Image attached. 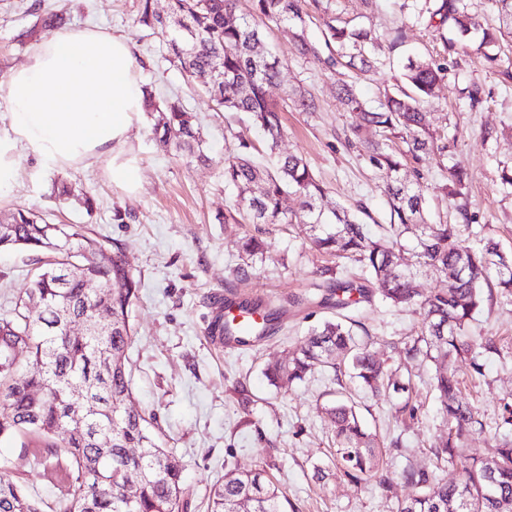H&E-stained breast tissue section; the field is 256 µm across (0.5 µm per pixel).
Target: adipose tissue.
Returning <instances> with one entry per match:
<instances>
[{"instance_id": "ef3b65f1", "label": "adipose tissue", "mask_w": 512, "mask_h": 512, "mask_svg": "<svg viewBox=\"0 0 512 512\" xmlns=\"http://www.w3.org/2000/svg\"><path fill=\"white\" fill-rule=\"evenodd\" d=\"M0 98V188L24 157L68 169L105 163L113 185L138 192L132 133L144 112L138 62L127 38L97 29L54 32L10 71Z\"/></svg>"}]
</instances>
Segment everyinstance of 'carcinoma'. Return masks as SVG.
Masks as SVG:
<instances>
[{
	"label": "carcinoma",
	"instance_id": "carcinoma-1",
	"mask_svg": "<svg viewBox=\"0 0 512 512\" xmlns=\"http://www.w3.org/2000/svg\"><path fill=\"white\" fill-rule=\"evenodd\" d=\"M239 0H170L169 11L158 13L153 0H139L137 23L167 47L171 61L187 75L200 79L205 94L217 108L245 112L266 137L275 160L261 165L249 156L250 144L238 138L236 154L224 159V183L237 189L234 207L224 221L246 224H294L311 248L346 259L356 271L343 280L326 282L321 304L345 309L378 295L394 307L419 306L424 325L408 349L436 365L433 387L446 425V435L431 451L438 459L454 463L463 440L482 426L477 409L460 396L455 362L467 361L481 371L479 358L498 351L489 336L474 339L469 328L487 301L484 284L490 267L496 268L497 287L512 294V262L488 242L475 249L460 239L452 224H431L424 215L425 198L417 168L423 157L442 155L449 144L431 128L424 103L445 77L447 67L433 60L409 57L403 65L402 84L387 89L379 106L372 109L344 83L337 97L360 123L350 131L371 166L384 180L389 210L390 235H369L359 215L370 216L367 207H322L326 190L308 163L297 155L275 153L283 136L281 110L269 97V88L284 84L283 66L266 47L258 23L291 27L301 55L320 56L324 68L339 66L367 71L377 58L379 35L375 28L331 16L321 32L326 54L308 40L307 0H251L247 14L239 12ZM505 26L484 27L468 9L466 0H442L432 12L449 24L455 40L448 49L470 48L473 34H481L478 50L500 47L512 35V0H493ZM62 12L38 16L35 26L46 31L62 26ZM284 100L301 112H314V100L296 89H283ZM147 107L157 113L155 131L166 152L185 154L201 163L204 133L180 100L158 103L146 93ZM399 139L404 150L389 142ZM467 175L448 172L445 196H464ZM52 194L67 200L80 195L63 180ZM299 201V210L288 212V195ZM86 211L93 199L82 195ZM416 238L414 262L402 261L400 238ZM54 249H49V246ZM0 249L51 250L55 260L38 270L29 287L15 296L11 308L0 313V443L18 434L52 436L62 432L61 442H45L53 456L64 452L71 481L58 502L57 512H186L182 466L172 451L152 432L151 418L134 409L127 371V353L135 333L130 310L137 299L139 282L122 249L103 243L73 226L52 224L32 210L0 213ZM108 252L107 259L100 258ZM262 238L248 234L241 243L243 264L234 275L248 276L265 259ZM432 267L442 286L421 296L413 286L414 268ZM94 280L100 291L87 292ZM37 301L42 315L29 319L28 305ZM105 310L111 320L97 321ZM81 321L84 331L70 330ZM356 321H326L309 332L303 344L288 351V358L270 374L272 385L301 381L316 367L341 371L336 360L349 361L352 377L373 394L404 389L397 373L384 369L371 343L357 336ZM26 349L35 372H25L15 351ZM330 426L336 456V475L360 485L373 481L391 487L393 480L383 466L376 437L358 417L355 405L344 398L323 407ZM139 452L133 453L131 449ZM411 493L398 502L397 512H512V437L496 441L483 458L460 461L456 479L444 481L434 471L409 464L396 476ZM285 492L263 469L225 476L214 486L210 512H286ZM0 512H44L43 502L31 498L23 485L0 467Z\"/></svg>",
	"mask_w": 512,
	"mask_h": 512
}]
</instances>
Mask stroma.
I'll use <instances>...</instances> for the list:
<instances>
[{
    "instance_id": "1",
    "label": "stroma",
    "mask_w": 512,
    "mask_h": 512,
    "mask_svg": "<svg viewBox=\"0 0 512 512\" xmlns=\"http://www.w3.org/2000/svg\"><path fill=\"white\" fill-rule=\"evenodd\" d=\"M321 3V9L309 12L311 41L319 40L328 12L346 19L366 18L382 36L378 68L356 81L369 105H377L381 89L400 77L407 55L430 56L447 65L446 77L426 108L433 129L455 142L445 155L430 156L420 166L427 219L454 224L459 236L472 244L493 239L500 253L512 260V187L503 186L499 178L502 166L512 165V75L505 73L506 61L489 60L475 50L464 56L447 53L444 44L452 36L450 27L426 17L410 23L402 44L392 45L401 20L419 11L415 0H378L372 13L362 0ZM37 4L68 12L72 25L130 39L140 82L151 85L156 98L180 96L206 134L205 151L213 158L209 165L158 149L153 122L143 117L132 133L142 177L135 194L114 186L102 167L61 171L41 167L31 158L21 160L16 181L0 190L1 212L39 211L54 223L80 226L85 235L121 246L140 283L131 312L136 334L129 350L134 403L154 415L156 432L183 465L188 512H207L211 489L227 472L262 467L279 481L295 512H397L399 500L408 494L402 484L388 489L357 487L333 477L322 482L314 477L315 468L330 466L333 459L321 407L339 392L356 403L362 421L376 434L389 472L411 463L452 479L454 466L430 451L444 431L431 387L434 365L406 354L420 330L421 312L397 309L376 298L355 310L357 320L369 330L377 357L409 382L405 393L375 397L349 375L338 377L320 369L289 386L268 384L267 367L281 361L311 328L333 318L329 309H289L269 335L238 353L211 345L206 329L217 293L301 295L318 280L320 269L334 266V259L313 251L292 226L269 224L265 261L257 264L250 279L234 277L245 227L221 220L236 199L235 191L224 184V158L233 153L237 132L245 133L257 157L268 154L267 141L244 114L216 111L207 96L190 88L166 61L159 41L137 28L138 0H0V95L6 91L9 71L23 64L31 50L19 36L33 25ZM262 32L284 65L286 85L305 90L318 104L314 112L284 110L279 152L306 159L327 190L325 205L365 203L375 217L369 232L386 234L383 179L358 151L344 145V133L354 117L344 112L336 89L346 79V70L332 73L316 58L300 55L287 28L269 25ZM474 83L486 93L475 108L465 92ZM452 167L469 174V208L464 216L446 203L442 193ZM61 178L90 194L93 213L51 197L52 183ZM118 208L134 213L135 221L115 223L112 215ZM47 257L44 251L0 250V312L10 308L12 298L26 288ZM470 333L495 337L498 346L497 352L481 357V371L465 362L457 366L462 395L478 406L484 423L467 438L463 453L483 457L493 444L504 404H512V296L494 293L476 315ZM403 401L415 407V416L397 414L396 406ZM0 461L30 495L48 504L70 479L56 458L46 454L44 441L33 435L20 434L0 444Z\"/></svg>"
}]
</instances>
